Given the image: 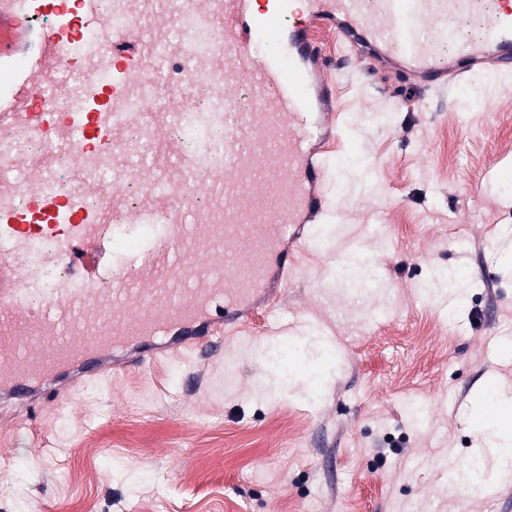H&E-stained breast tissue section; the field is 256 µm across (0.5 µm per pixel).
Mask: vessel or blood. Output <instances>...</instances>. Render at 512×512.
Listing matches in <instances>:
<instances>
[{"label": "vessel or blood", "mask_w": 512, "mask_h": 512, "mask_svg": "<svg viewBox=\"0 0 512 512\" xmlns=\"http://www.w3.org/2000/svg\"><path fill=\"white\" fill-rule=\"evenodd\" d=\"M0 0V45L30 37L32 52L0 71V405L61 401L90 379L163 356L220 346L248 302L287 287L288 232L321 213L325 170L311 142L314 112L334 78L311 36L323 29L350 57L386 63L420 91L440 93L512 70V0ZM193 37L172 48L169 22ZM481 22L460 41L449 19ZM77 75V84L64 76ZM213 73L207 123L224 127L221 163L197 187L201 152L157 126L188 122L192 81ZM247 93L249 110L236 109ZM144 133L147 189L129 205L135 171L124 133ZM47 142L41 156L21 144ZM68 164L69 178L56 186ZM106 187L87 203L97 175ZM208 199L198 207L196 193ZM111 223L104 231L103 223ZM141 228L132 241L127 225ZM64 277L40 307L27 304L44 272ZM111 278V293L98 284Z\"/></svg>", "instance_id": "obj_1"}]
</instances>
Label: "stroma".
Returning a JSON list of instances; mask_svg holds the SVG:
<instances>
[{"label": "stroma", "instance_id": "1", "mask_svg": "<svg viewBox=\"0 0 512 512\" xmlns=\"http://www.w3.org/2000/svg\"><path fill=\"white\" fill-rule=\"evenodd\" d=\"M333 93L321 189L343 222L307 223L287 292L225 335L233 377L219 350L80 385L0 434V512H455L449 462L494 469L471 414L512 400V88L421 97L347 63ZM351 247L374 259L360 288L336 273Z\"/></svg>", "mask_w": 512, "mask_h": 512}]
</instances>
